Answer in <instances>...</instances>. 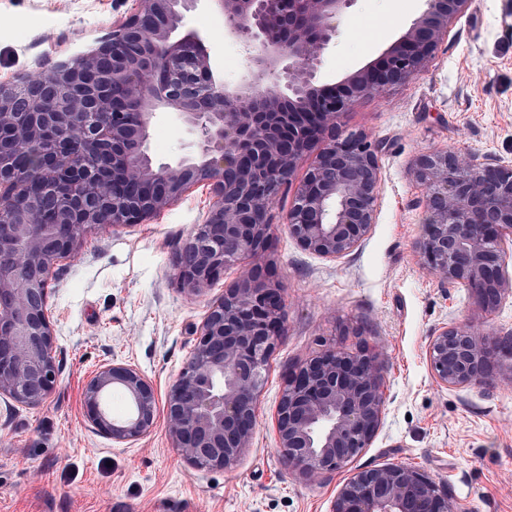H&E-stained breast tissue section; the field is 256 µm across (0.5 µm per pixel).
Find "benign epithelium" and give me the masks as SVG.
<instances>
[{
  "label": "benign epithelium",
  "instance_id": "obj_1",
  "mask_svg": "<svg viewBox=\"0 0 512 512\" xmlns=\"http://www.w3.org/2000/svg\"><path fill=\"white\" fill-rule=\"evenodd\" d=\"M198 0H135L99 45L48 71L0 84V396L42 404L57 381V342L47 315L55 262L95 230L142 224L192 187L212 205L185 239L177 280L206 293L224 270L267 248L273 202L298 161L315 160L286 216L306 250L336 258L369 234L380 195L377 152L339 119L360 97L417 75L470 0H425L405 35L370 66L334 85L316 80L350 0H212L224 32L249 55L245 82L218 81L198 34L174 39ZM195 135V156L175 165L148 154L159 110ZM428 189L419 252L442 281L489 308L512 295L505 237L512 236V163L454 152L422 155ZM282 287L266 267L244 266L210 303L169 388L164 411L174 448L195 469L229 471L251 447L267 364L284 332ZM512 343L469 323L443 327L426 358L437 382H480ZM128 401L122 418L106 399ZM87 419L127 444L156 426L158 396L135 367L104 364L83 392ZM384 406L382 363L365 343L328 345L291 368L276 411L288 473L306 481L348 465L374 437ZM330 512H463L430 477L401 463L353 473Z\"/></svg>",
  "mask_w": 512,
  "mask_h": 512
}]
</instances>
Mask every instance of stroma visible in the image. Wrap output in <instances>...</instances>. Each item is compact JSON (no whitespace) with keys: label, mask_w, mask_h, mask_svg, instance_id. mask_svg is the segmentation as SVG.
Listing matches in <instances>:
<instances>
[{"label":"stroma","mask_w":512,"mask_h":512,"mask_svg":"<svg viewBox=\"0 0 512 512\" xmlns=\"http://www.w3.org/2000/svg\"><path fill=\"white\" fill-rule=\"evenodd\" d=\"M131 6L0 0V83L93 49ZM424 8L423 0H351L318 80L333 84L373 62ZM181 30L207 38L226 85L242 82L247 53L225 37L209 0L186 13ZM340 124L378 150L376 222L353 250L324 258L284 226L293 189L276 198L264 262L283 288L285 334L238 466L193 469L161 422L135 443H114L93 428L82 399L89 377L112 362L136 367L166 396L209 303L237 282L234 267L201 296L177 283L180 248L212 203L208 188L194 187L146 223L87 234L75 256L54 265L47 310L62 350L58 379L38 406L0 398V512H329L350 473L389 462L423 471L463 512H512V359L490 367L484 382L453 388L436 382L425 355L430 336L460 321L512 335V295L488 311L425 267L418 241L426 190L416 176L419 157L433 150L512 161V0H471L421 72L386 94L359 98ZM148 152L157 163L193 156L194 139L176 113L155 119ZM347 327L363 333L384 365L380 424L346 469L298 480L284 466L275 428L283 380L323 345L352 347Z\"/></svg>","instance_id":"stroma-1"}]
</instances>
